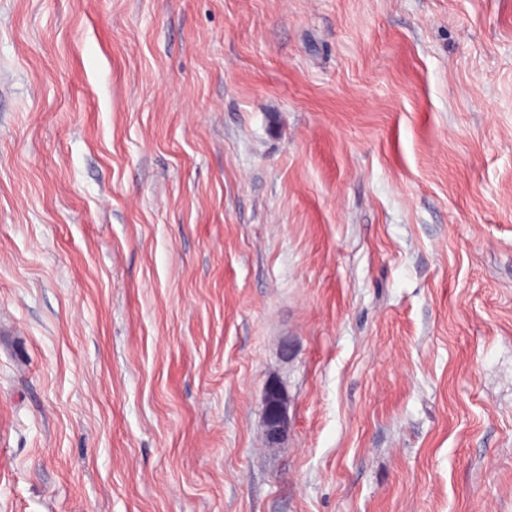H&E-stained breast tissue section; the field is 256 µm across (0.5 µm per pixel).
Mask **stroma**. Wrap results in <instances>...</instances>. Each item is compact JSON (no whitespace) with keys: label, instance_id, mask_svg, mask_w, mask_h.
Here are the masks:
<instances>
[{"label":"stroma","instance_id":"35a3bbf8","mask_svg":"<svg viewBox=\"0 0 512 512\" xmlns=\"http://www.w3.org/2000/svg\"><path fill=\"white\" fill-rule=\"evenodd\" d=\"M0 512H512V0H0ZM264 411L268 443L271 446L279 445L288 437L287 397L275 382L266 386Z\"/></svg>","mask_w":512,"mask_h":512}]
</instances>
